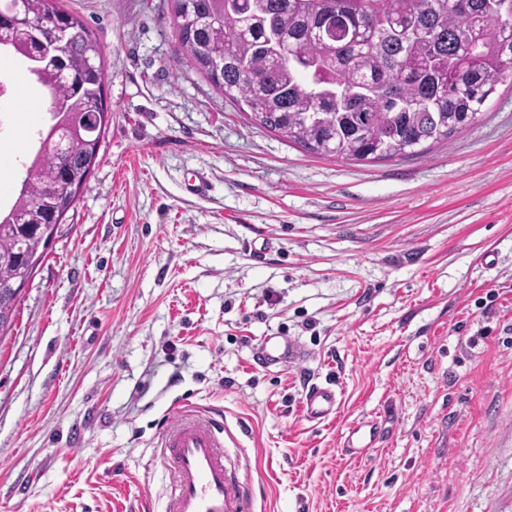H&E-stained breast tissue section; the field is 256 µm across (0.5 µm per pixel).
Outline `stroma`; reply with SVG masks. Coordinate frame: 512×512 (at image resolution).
I'll return each instance as SVG.
<instances>
[{"instance_id": "35a3bbf8", "label": "stroma", "mask_w": 512, "mask_h": 512, "mask_svg": "<svg viewBox=\"0 0 512 512\" xmlns=\"http://www.w3.org/2000/svg\"><path fill=\"white\" fill-rule=\"evenodd\" d=\"M61 4L111 119L0 339V512H164L179 400L221 412L253 512H512V76L452 141L353 162L179 60L172 0ZM47 119L15 108L1 201ZM271 334L310 360L255 366ZM309 384L337 415L303 418ZM361 418L380 436L353 458Z\"/></svg>"}]
</instances>
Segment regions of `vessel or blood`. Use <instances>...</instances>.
I'll list each match as a JSON object with an SVG mask.
<instances>
[{
	"label": "vessel or blood",
	"instance_id": "b4317fda",
	"mask_svg": "<svg viewBox=\"0 0 512 512\" xmlns=\"http://www.w3.org/2000/svg\"><path fill=\"white\" fill-rule=\"evenodd\" d=\"M308 358L298 341L267 336L257 345L256 364L296 366ZM339 400L335 389L311 385L303 396L306 420L319 422L335 415ZM223 423L185 402L174 405L158 436V448L170 477L167 512H251L252 495L224 451ZM377 441L375 425L358 421L347 431L344 448L353 457L367 454Z\"/></svg>",
	"mask_w": 512,
	"mask_h": 512
}]
</instances>
